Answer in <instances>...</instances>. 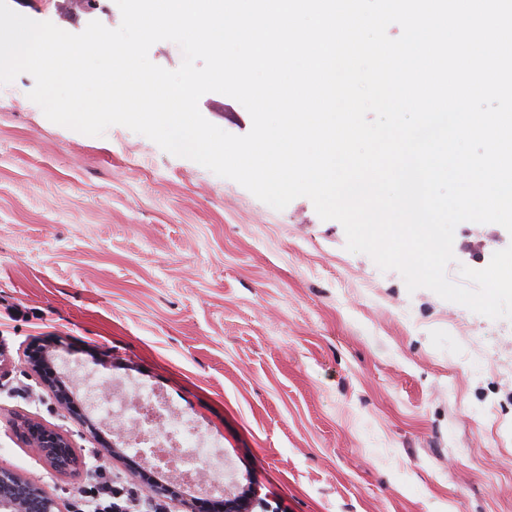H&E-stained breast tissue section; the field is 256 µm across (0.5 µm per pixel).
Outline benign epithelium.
<instances>
[{"mask_svg": "<svg viewBox=\"0 0 512 512\" xmlns=\"http://www.w3.org/2000/svg\"><path fill=\"white\" fill-rule=\"evenodd\" d=\"M26 369L35 374L40 384L55 401L64 405L73 398L72 392L57 377L51 361L36 355L26 360ZM15 436L25 444L38 449L46 464L55 472L76 473L87 468L82 454L71 435L59 428L44 423L31 415H19L11 423ZM169 473L164 479L152 484L155 495L173 499L182 498L186 512H197L201 508L199 501L187 494L196 481L187 477L176 460L167 465ZM246 505L243 498L224 499V512H248V507L266 509L264 502L252 498ZM0 512H73L71 504L64 498L49 493L40 481L18 474L12 469L0 465Z\"/></svg>", "mask_w": 512, "mask_h": 512, "instance_id": "obj_1", "label": "benign epithelium"}]
</instances>
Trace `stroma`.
Wrapping results in <instances>:
<instances>
[{"label":"stroma","instance_id":"1","mask_svg":"<svg viewBox=\"0 0 512 512\" xmlns=\"http://www.w3.org/2000/svg\"><path fill=\"white\" fill-rule=\"evenodd\" d=\"M8 4L71 33L121 23L115 0L89 13ZM34 85L0 84L1 465L78 512L103 470L151 501L107 452L132 423L83 435L25 372L42 344L77 407L92 385L155 393L223 449L231 491L268 512H512V320L408 291L308 198L276 210L125 126L64 129L29 99ZM199 110L251 129L227 95ZM511 244L499 225L459 224L447 278ZM17 413L71 431L87 469L51 472L13 434Z\"/></svg>","mask_w":512,"mask_h":512}]
</instances>
